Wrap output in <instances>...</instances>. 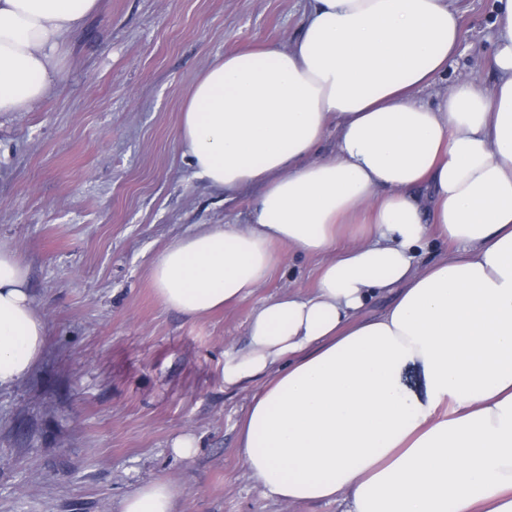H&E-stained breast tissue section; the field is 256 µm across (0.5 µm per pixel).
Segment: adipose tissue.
<instances>
[{
	"mask_svg": "<svg viewBox=\"0 0 512 512\" xmlns=\"http://www.w3.org/2000/svg\"><path fill=\"white\" fill-rule=\"evenodd\" d=\"M98 0H0V114L57 87L70 34ZM491 93L458 80L451 0H309L299 37L215 56L178 140L244 225L177 239L150 277L195 319L265 285L283 245L320 258L307 295L266 300L224 383L259 382L238 427L250 477L275 501L344 512H512V0H495ZM336 145L319 150L328 134ZM429 189L421 198V189ZM449 245L420 264L430 239ZM394 298L380 316L362 311ZM28 269L0 245V389L45 352ZM415 367L422 393L400 375ZM173 483L122 512H175Z\"/></svg>",
	"mask_w": 512,
	"mask_h": 512,
	"instance_id": "adipose-tissue-1",
	"label": "adipose tissue"
}]
</instances>
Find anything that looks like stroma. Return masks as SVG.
Masks as SVG:
<instances>
[{"label":"stroma","mask_w":512,"mask_h":512,"mask_svg":"<svg viewBox=\"0 0 512 512\" xmlns=\"http://www.w3.org/2000/svg\"><path fill=\"white\" fill-rule=\"evenodd\" d=\"M448 81L494 83V0H453ZM305 0H100L69 40L59 88L0 116V244L30 268L47 326L33 371L0 390V512H121L163 479L176 512H342L275 502L247 473L238 423L254 383L224 385L268 298L305 295L319 261L283 247L263 288L194 320L165 307L151 265L208 224L243 223L178 140L184 99L216 55L299 35ZM192 435L193 459L171 450Z\"/></svg>","instance_id":"obj_1"}]
</instances>
